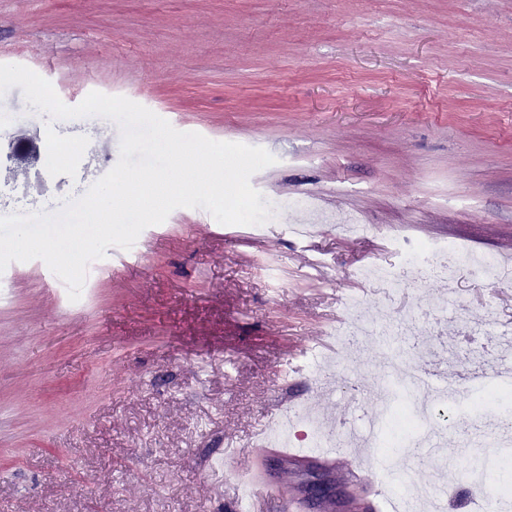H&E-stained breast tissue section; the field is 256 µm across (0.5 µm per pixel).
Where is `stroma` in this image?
<instances>
[{"label":"stroma","mask_w":512,"mask_h":512,"mask_svg":"<svg viewBox=\"0 0 512 512\" xmlns=\"http://www.w3.org/2000/svg\"><path fill=\"white\" fill-rule=\"evenodd\" d=\"M0 64L23 65L78 105L123 96L182 132L261 147L251 178L282 202L259 231L181 207L145 228L144 256L100 259L81 297L39 259L0 272V512H200L244 495L243 460L210 469L274 420V396L320 382L299 344L359 293L370 330L340 359L337 426L367 430L366 396L403 353L491 371L512 329V286L468 272L393 298L357 278L396 263L395 240L512 246V0H0ZM72 146L57 160L53 142ZM99 117L53 120L21 88L0 96V214L58 211L118 162ZM329 211L289 235L290 205ZM355 218L378 237L344 236ZM498 380L476 421L442 427L446 459L478 455L499 418ZM414 468L419 495L454 499L443 467Z\"/></svg>","instance_id":"obj_1"}]
</instances>
